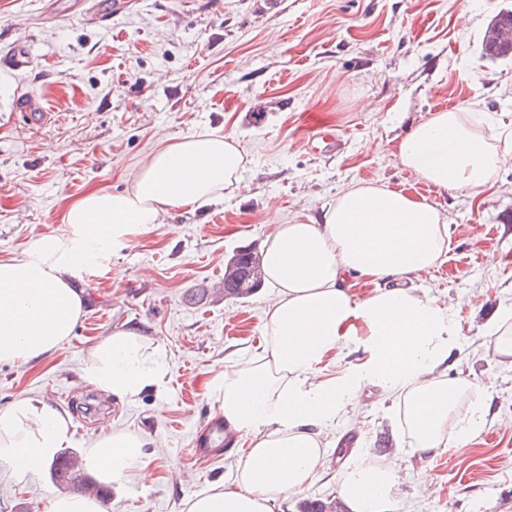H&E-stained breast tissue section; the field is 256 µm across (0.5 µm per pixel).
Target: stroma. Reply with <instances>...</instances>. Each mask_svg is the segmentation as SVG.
Here are the masks:
<instances>
[{
	"label": "stroma",
	"instance_id": "obj_1",
	"mask_svg": "<svg viewBox=\"0 0 512 512\" xmlns=\"http://www.w3.org/2000/svg\"><path fill=\"white\" fill-rule=\"evenodd\" d=\"M99 0H0V51L28 43L33 68H0V260L60 235L66 206L87 191L128 190L155 150L181 137L232 136L244 186L224 201L184 208L78 271L84 314L40 362L0 365V409L41 396L73 417L82 454L115 428L155 441L152 482L111 488L108 512H186L211 483L232 485L237 450L199 461L192 442L219 413L205 383L263 347L268 286L225 298L235 250L262 251L274 223L319 216L347 186L377 183L433 204L448 220L441 265L417 279L456 326L441 367L474 383L488 406L482 428L434 456L397 433V408L377 387L324 426L326 455L313 483L281 495L274 512L334 500L339 472L367 460L400 469L390 512H512V361L487 333L512 313V56L491 58L488 25L512 0H137L96 20ZM37 93L51 120L28 127L18 90ZM465 107L497 134L506 160L479 194L449 193L400 162L410 126ZM346 145L308 146L314 125ZM467 305L457 306L458 297ZM132 330L164 344V396L130 401L81 379L90 351ZM50 469L0 479V512H43L59 492Z\"/></svg>",
	"mask_w": 512,
	"mask_h": 512
}]
</instances>
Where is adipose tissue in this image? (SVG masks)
Masks as SVG:
<instances>
[{"label":"adipose tissue","mask_w":512,"mask_h":512,"mask_svg":"<svg viewBox=\"0 0 512 512\" xmlns=\"http://www.w3.org/2000/svg\"><path fill=\"white\" fill-rule=\"evenodd\" d=\"M404 166L440 190L479 193L505 157L466 109L435 113L398 145ZM244 155L233 137L201 133L154 152L131 189L90 191L69 204L71 233L45 237L23 257L0 260V364L24 365L52 355L72 335L83 299L71 279L108 249L126 247L138 229L170 211L220 201L240 188ZM448 251L447 219L432 204L381 185H352L320 221L275 225L261 260L277 292L264 311L262 354L235 361L207 383L224 424L246 446L235 487L217 482L194 493L187 512H274L279 496L306 487L325 454L321 429L366 384L393 397L415 449L437 453L472 434L485 412L471 409L473 383L440 370L448 357L447 308L412 286ZM372 283L356 299L348 277ZM352 336L370 358L357 374L321 379L317 366ZM160 344L118 330L88 353L81 378L120 400L167 389ZM73 441L68 413L25 396L0 410V476L42 470ZM148 441L115 429L82 462L104 486L150 476ZM401 488L394 464L341 472L336 494L348 512H387Z\"/></svg>","instance_id":"1"}]
</instances>
